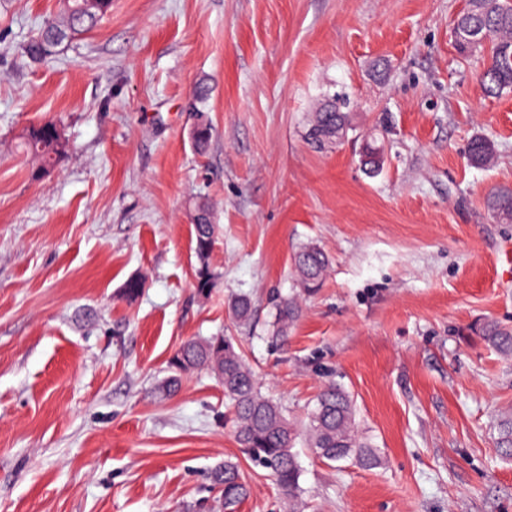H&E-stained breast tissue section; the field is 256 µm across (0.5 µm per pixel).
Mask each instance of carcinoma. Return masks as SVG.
Masks as SVG:
<instances>
[{"instance_id": "1", "label": "carcinoma", "mask_w": 512, "mask_h": 512, "mask_svg": "<svg viewBox=\"0 0 512 512\" xmlns=\"http://www.w3.org/2000/svg\"><path fill=\"white\" fill-rule=\"evenodd\" d=\"M112 8V0H60V9L45 21L37 35L24 47V53L34 61L52 59L64 42L95 28ZM459 36L477 30L486 36L491 59L479 74V82L489 96L512 89V5L503 0H488L483 10H468L457 23ZM348 129V115L336 108V100L325 103L313 117L309 140L316 146L323 142L341 141ZM58 124L46 121L33 124L22 133L18 147L37 162L34 175L41 177L55 168L63 158L56 150ZM495 154L493 143L474 138L469 146L468 160L475 167L487 165ZM488 212L502 223H512V188L492 190L485 198ZM194 251L198 260L195 269L196 292L207 296L214 287V274L208 258L215 240L212 212L205 201L193 205ZM293 269L300 291L311 295L319 290L327 277L330 259L319 246L308 243L294 251ZM273 308L272 336L277 343L287 340L288 328L301 314V304L295 297L276 295ZM229 309L239 326L249 324L252 301L238 295L229 301ZM479 334L505 357L512 356V329L487 320ZM174 375L166 389L174 390L182 376L196 370L210 371L224 388L227 408L233 416L234 437L249 458L269 470L275 484L288 498V512H301L299 500L302 467L293 448L301 441L317 458L327 463L353 459L363 468H375L380 458L368 438L362 436L357 422L355 403L342 387L330 383L319 392L307 421L298 424L284 413L274 400L261 393L252 367L232 336H211L185 340L169 360ZM498 452L512 460V412L501 415ZM214 486L221 489L224 510L233 512L247 494V484L239 464L224 461L212 471Z\"/></svg>"}]
</instances>
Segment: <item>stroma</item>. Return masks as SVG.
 I'll return each instance as SVG.
<instances>
[{"label": "stroma", "instance_id": "35a3bbf8", "mask_svg": "<svg viewBox=\"0 0 512 512\" xmlns=\"http://www.w3.org/2000/svg\"><path fill=\"white\" fill-rule=\"evenodd\" d=\"M465 4L112 0L44 65L22 45L59 0H0V512H223L211 472L227 460L249 486L237 512H288L236 443L213 375L162 389L183 340L217 335L237 337L289 419L328 383L356 402L384 464L300 448L304 512H512L497 452L512 358L472 331L512 327V223L484 206L512 188V91L486 96L488 52H457ZM336 97L352 128L315 147L312 114ZM44 121L70 150L36 181L17 143ZM477 136L496 147L483 168L467 160ZM200 198L216 226L206 297ZM305 243L330 272L275 345L269 298L295 294ZM239 294L248 333L228 309ZM192 224L195 236L194 251L198 260L194 288L200 296H209L214 287V274L208 258L215 240V224H213L211 208L207 202L199 200L194 203Z\"/></svg>", "mask_w": 512, "mask_h": 512}]
</instances>
